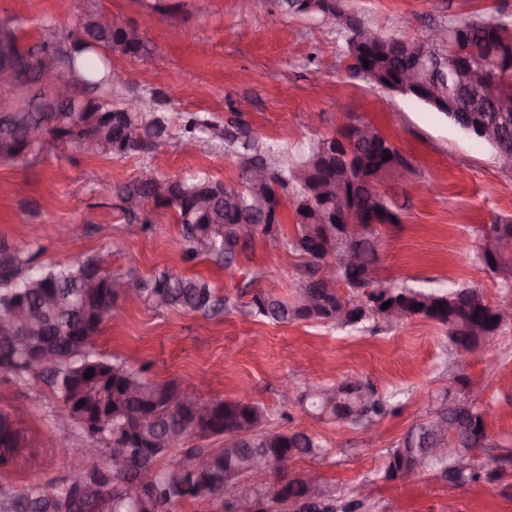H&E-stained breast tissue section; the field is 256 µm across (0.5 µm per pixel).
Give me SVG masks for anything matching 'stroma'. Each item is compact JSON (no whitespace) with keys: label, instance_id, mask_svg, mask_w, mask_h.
<instances>
[{"label":"stroma","instance_id":"stroma-1","mask_svg":"<svg viewBox=\"0 0 512 512\" xmlns=\"http://www.w3.org/2000/svg\"><path fill=\"white\" fill-rule=\"evenodd\" d=\"M346 4L368 30L404 40L435 24L512 18V0ZM101 10L139 28L146 51L110 52L123 82L99 90L80 85L77 96L115 107L137 101L148 116L165 118L168 134L125 155L47 134L22 158L0 162V240L32 245L42 265L107 251L110 274L145 279L166 270L209 279L232 309L215 317L158 311L131 294L102 325L96 350L130 361L150 382L203 399L248 400L272 425L318 437L328 455L297 460L294 475L326 479L344 498L369 483L373 512H512V324L479 356L457 361L445 328L416 317L398 326L378 317L355 328L273 324L248 314L246 305L258 291L290 296L303 257L257 237L230 268L185 261L171 210L149 202L142 219H133L118 195L146 167L163 180L204 173L240 183L246 153L220 138L210 153L199 152L180 132L189 115L246 132L277 169L303 159L311 139L335 135L352 112L376 125L413 166L407 182L384 175L377 183L400 221L377 228L376 279L423 291L473 285L498 305L507 296L499 276L478 260L475 232L496 218L512 219V169L445 115L356 75L337 26L320 13L288 9L284 0H252L246 10L239 0H0V23L28 48L70 39ZM145 220L150 230H141ZM61 224L72 229L63 248L56 240ZM452 370L468 379L469 396L484 414L492 445L477 458L497 480L458 487L432 473L410 484L385 480L387 448L440 405ZM346 378L394 393L397 409L378 420L375 434L285 407L280 396L287 380L313 388ZM0 411L16 420L26 444L0 478L16 486L60 484L74 466L60 444L83 448L87 441L60 417L52 390L0 377Z\"/></svg>","mask_w":512,"mask_h":512}]
</instances>
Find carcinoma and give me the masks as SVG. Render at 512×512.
<instances>
[{"instance_id":"carcinoma-1","label":"carcinoma","mask_w":512,"mask_h":512,"mask_svg":"<svg viewBox=\"0 0 512 512\" xmlns=\"http://www.w3.org/2000/svg\"><path fill=\"white\" fill-rule=\"evenodd\" d=\"M86 33L102 48L137 56L144 48L142 37L124 29H102L88 22ZM369 44L359 47L345 39L346 55L356 56L353 70L364 65L373 70L380 85L391 84L408 67L417 66L425 81L431 83L437 72L423 66L421 57L442 64L438 89L459 112H474L478 119L493 121L501 127L500 143L512 151V111L497 110V94L512 95V61L492 65L481 55L486 33L473 26L464 35L448 31L447 40L438 44L401 43L399 39L374 34ZM48 48L43 42L28 50L26 78L37 80L39 54ZM470 50L481 56L474 68H462L459 51ZM61 67L78 84L109 85L108 58L77 42L61 58ZM361 134L348 127L339 133L336 153L318 157L310 147L306 160L281 170L270 169L271 177L263 185H253L243 174L240 187H227L207 175L186 180L161 182L156 178H137L121 189V199L135 196L152 200L156 206L175 212L181 225L180 241L184 260L206 258L228 268L250 240L264 237L274 245L307 257L306 272L296 280L289 298L256 293L249 303L250 313L272 322L307 321L354 327L376 316L385 318L383 303L395 304L403 317H421L448 329V342L460 356L484 345L503 329L495 320L497 306L489 302L481 289L458 287L446 292H424L398 285L372 286V270L377 260L374 240L376 225L365 224L350 240H339L327 225L318 223L317 212L327 198L312 195L317 184L345 187L351 215L370 211H389L399 223L398 214L382 195L374 196L365 186V177L374 165L384 163L383 156L401 152L373 124ZM102 128L111 135L110 149L126 154L148 145V139L160 138L166 126L149 119L131 107L113 108L107 104L84 101L81 111L66 112L64 105L42 95L38 112H0V160L10 161L34 146L32 136L50 133L58 138L88 141ZM142 130L145 137L135 139L132 132ZM294 185L293 208L295 234L283 230L282 196L277 188ZM512 232V224H490L478 231V257L490 270L503 269L512 262L496 260L489 253V240L499 231ZM106 255L96 254L56 267L35 264L32 252L0 243V326L13 320L18 310L30 317L22 335L0 330V375L21 383H42L60 400V410L72 421L75 412L104 409L97 434L90 439L104 445L110 455L127 457L126 467L109 468L92 482L98 494L83 492L69 474L57 487L31 483L15 487L0 482V512H173L188 501H222L226 492L252 479L254 467L263 461L272 463L283 457L316 458L325 452L320 441L303 431L283 430L269 424L266 411L246 401L199 400L173 385H155L140 372L125 364L114 363L96 354L95 341L84 331L98 334L121 298L112 281L131 283L132 291L155 309H176L184 313L216 316L231 306L219 297L210 283L197 277L161 271L148 279L131 275L116 278L100 275L99 286L85 287L86 279L101 269ZM334 262L336 272L327 280H316V267L325 259ZM350 294L344 297L339 285ZM44 351V363L34 368L29 348ZM94 371L87 378L88 371ZM84 405H79V402ZM298 405L318 418L346 422L359 429L369 427L373 417L395 411L391 401L356 381L345 380L300 392ZM465 428L455 444L465 456H474L490 443L484 415L470 400L459 399L443 406L434 415L413 424L386 453L384 478L395 481L408 470L433 471L456 485L484 477L493 479L494 471L481 472L476 465L463 468L454 457L431 455L438 443L450 445L448 421ZM191 437L220 439L221 448H197L177 455ZM24 441L16 422L0 412V466L10 465L12 456ZM168 460L165 467L160 462ZM144 471L152 472L137 501L130 500L127 489ZM269 480L254 488V495L266 505L264 512H290L289 504L311 496V481L290 478L277 467L267 470ZM327 503L326 512H356L365 501L336 497L334 485L316 481Z\"/></svg>"}]
</instances>
